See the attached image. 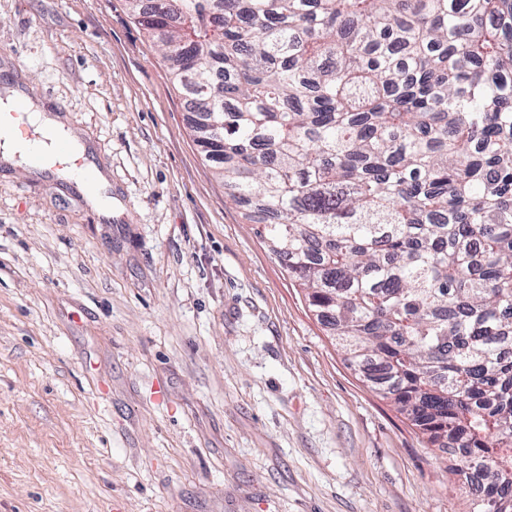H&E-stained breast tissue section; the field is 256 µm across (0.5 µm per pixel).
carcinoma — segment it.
<instances>
[{"instance_id": "1", "label": "carcinoma", "mask_w": 512, "mask_h": 512, "mask_svg": "<svg viewBox=\"0 0 512 512\" xmlns=\"http://www.w3.org/2000/svg\"><path fill=\"white\" fill-rule=\"evenodd\" d=\"M350 364L512 512V0H128Z\"/></svg>"}]
</instances>
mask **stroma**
Wrapping results in <instances>:
<instances>
[{
	"label": "stroma",
	"mask_w": 512,
	"mask_h": 512,
	"mask_svg": "<svg viewBox=\"0 0 512 512\" xmlns=\"http://www.w3.org/2000/svg\"><path fill=\"white\" fill-rule=\"evenodd\" d=\"M86 148L0 159V512H474L205 161L126 0H0V76Z\"/></svg>",
	"instance_id": "1"
}]
</instances>
